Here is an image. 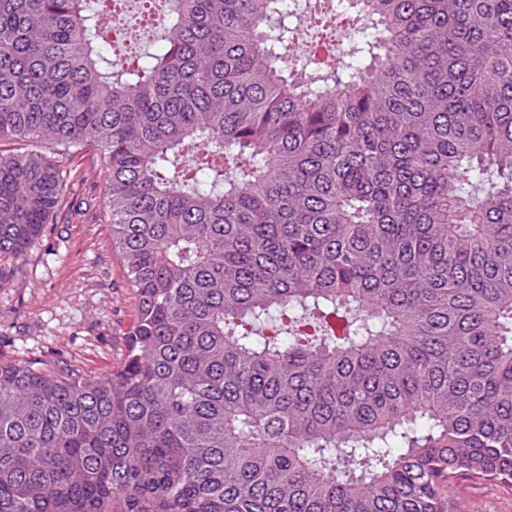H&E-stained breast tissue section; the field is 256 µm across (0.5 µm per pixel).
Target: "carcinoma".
<instances>
[{
	"label": "carcinoma",
	"instance_id": "carcinoma-1",
	"mask_svg": "<svg viewBox=\"0 0 512 512\" xmlns=\"http://www.w3.org/2000/svg\"><path fill=\"white\" fill-rule=\"evenodd\" d=\"M0 0V260L92 148L137 309L92 376L0 363V512H458L512 484V0ZM453 494L461 512H512V487L498 481L461 477Z\"/></svg>",
	"mask_w": 512,
	"mask_h": 512
}]
</instances>
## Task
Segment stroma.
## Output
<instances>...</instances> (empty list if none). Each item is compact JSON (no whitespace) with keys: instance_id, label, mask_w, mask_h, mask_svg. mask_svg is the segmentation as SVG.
Returning <instances> with one entry per match:
<instances>
[{"instance_id":"35a3bbf8","label":"stroma","mask_w":512,"mask_h":512,"mask_svg":"<svg viewBox=\"0 0 512 512\" xmlns=\"http://www.w3.org/2000/svg\"><path fill=\"white\" fill-rule=\"evenodd\" d=\"M105 177L93 150L67 165L65 201L55 223L23 259L8 261L0 288V362L35 361L104 375L126 352L136 314L121 257L112 245ZM461 512H512V487L456 479Z\"/></svg>"}]
</instances>
